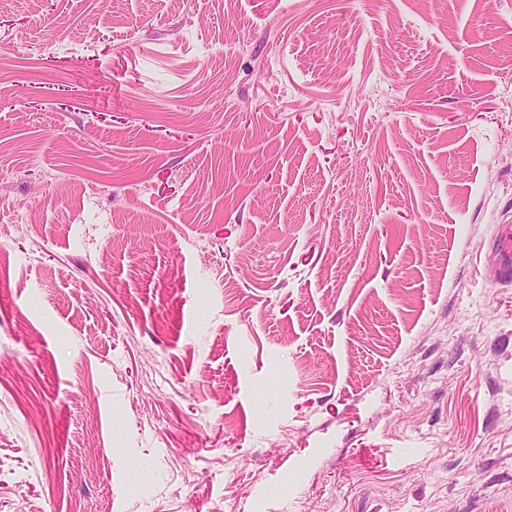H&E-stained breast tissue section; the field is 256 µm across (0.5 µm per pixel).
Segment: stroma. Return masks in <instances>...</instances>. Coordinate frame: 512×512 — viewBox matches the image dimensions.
<instances>
[{
    "instance_id": "1",
    "label": "stroma",
    "mask_w": 512,
    "mask_h": 512,
    "mask_svg": "<svg viewBox=\"0 0 512 512\" xmlns=\"http://www.w3.org/2000/svg\"><path fill=\"white\" fill-rule=\"evenodd\" d=\"M508 221L512 0H12L0 512H512ZM493 243L501 256V265L494 279L498 282H509L512 280V225H499Z\"/></svg>"
}]
</instances>
